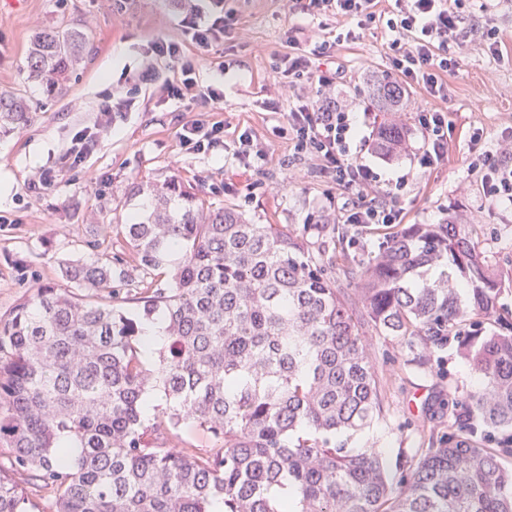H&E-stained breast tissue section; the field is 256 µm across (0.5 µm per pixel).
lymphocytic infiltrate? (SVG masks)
I'll list each match as a JSON object with an SVG mask.
<instances>
[{"label": "lymphocytic infiltrate", "instance_id": "1", "mask_svg": "<svg viewBox=\"0 0 512 512\" xmlns=\"http://www.w3.org/2000/svg\"><path fill=\"white\" fill-rule=\"evenodd\" d=\"M380 0H308L313 14L330 12L350 20V27L337 33V42H356L363 38L378 19ZM386 28L390 68L398 82L408 88H419L428 97L447 100V73L459 67L457 56L448 53L450 42L456 41L464 16L462 0H387ZM232 14L226 13L221 0H193L180 15L183 34L201 48L219 40L230 28ZM151 52L164 59L178 73L176 82L164 86L167 98H189L213 109L223 103L224 94L196 78L197 63L186 54L184 44L172 38H160L150 45ZM282 86H290L293 78H306L310 93L299 99L288 111V132L298 151L322 160L338 189L352 195L353 202L336 210L342 224L365 227L371 224H398L402 211L385 200L377 199L381 185L400 191L408 183L407 176L383 180L377 167L364 162L362 149L369 137H357L353 112L346 103L333 102L323 107L324 96L336 90L335 79L327 72L314 69L309 56L299 46H292L276 67ZM416 114V125L423 137L421 150H414L407 138L395 144L397 153L415 155L420 169L432 170L448 158L450 124L445 110L428 107L413 100L404 110ZM404 110L389 114L394 126H402ZM469 173L479 177L485 196L494 202L512 204V165L504 158L512 151V140L503 139L497 150L485 146L482 129H474L470 137Z\"/></svg>", "mask_w": 512, "mask_h": 512}]
</instances>
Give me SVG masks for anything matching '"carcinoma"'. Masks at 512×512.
Masks as SVG:
<instances>
[{"instance_id":"obj_1","label":"carcinoma","mask_w":512,"mask_h":512,"mask_svg":"<svg viewBox=\"0 0 512 512\" xmlns=\"http://www.w3.org/2000/svg\"><path fill=\"white\" fill-rule=\"evenodd\" d=\"M86 47L81 31L36 30L28 80L54 90ZM371 91L382 112L402 102L389 81ZM33 121L0 94V135ZM128 194L144 203L106 225L110 251L86 242L93 259L0 316V512H512V324L487 328L506 280L473 225L397 228L361 261L349 228L313 241L310 224H254L175 179ZM157 316L166 340L150 350ZM374 332L432 372L451 350L480 378L448 394L432 447L393 462L348 447L383 417ZM187 422L219 447L184 443Z\"/></svg>"}]
</instances>
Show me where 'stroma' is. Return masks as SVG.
<instances>
[{"instance_id":"35a3bbf8","label":"stroma","mask_w":512,"mask_h":512,"mask_svg":"<svg viewBox=\"0 0 512 512\" xmlns=\"http://www.w3.org/2000/svg\"><path fill=\"white\" fill-rule=\"evenodd\" d=\"M223 2L235 15L234 29L208 48L186 46L198 59L199 82L224 92L222 110L207 112L187 99L163 101L161 87L174 73L149 50L153 39L180 37L181 0H20L14 10L0 0V93L25 99L36 113L29 127L0 137V176L13 184L10 200L0 203V315L39 285L59 281L65 261L89 258V231L111 223L114 202L125 200L135 181L180 176L213 206L233 207L258 224L326 223L342 192L314 156L295 152L283 132L288 110L307 84L300 80L279 89L275 66L288 51L293 28L322 24L333 32L349 22L308 14L306 0ZM462 12L467 30L449 46L460 66L445 77L452 126L447 161L423 171L406 158L386 160L371 152L364 158L383 179L409 174L407 189L396 199L405 223L442 224L449 215L482 209L474 236L512 277V207L485 199L468 173L473 128L483 129L491 150L512 136V0H495L486 12L478 0H463ZM485 25L499 32L501 60L484 50L479 32ZM41 27L76 28L89 40V53L54 92L27 79V49ZM388 39L381 26L358 42L314 56L320 68L336 72V98L351 105L366 132L383 121L366 88L389 67ZM106 95L119 109L104 126L98 107ZM197 119L224 126L200 152L179 140L182 125ZM85 127L95 130L94 141L79 164L65 166L74 134ZM245 130L257 151L246 164L236 155L237 137ZM44 172L53 175L51 185H40ZM373 348L387 377L386 416L374 433L378 447L391 459L402 449L428 447L429 426L448 420L449 390H475L474 373L450 354L443 375L427 373L389 336L374 337Z\"/></svg>"}]
</instances>
